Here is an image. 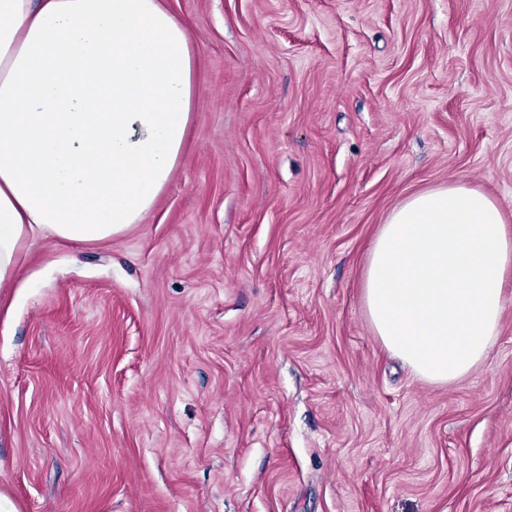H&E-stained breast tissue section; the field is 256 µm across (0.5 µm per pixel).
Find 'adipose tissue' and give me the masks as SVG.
<instances>
[{
	"label": "adipose tissue",
	"mask_w": 512,
	"mask_h": 512,
	"mask_svg": "<svg viewBox=\"0 0 512 512\" xmlns=\"http://www.w3.org/2000/svg\"><path fill=\"white\" fill-rule=\"evenodd\" d=\"M196 56L163 0H0V286L37 235L98 242L140 223L183 156ZM512 225L463 183L387 216L368 320L420 378L464 379L501 328Z\"/></svg>",
	"instance_id": "1"
}]
</instances>
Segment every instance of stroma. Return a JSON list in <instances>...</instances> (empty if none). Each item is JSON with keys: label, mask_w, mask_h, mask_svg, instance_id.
I'll return each instance as SVG.
<instances>
[{"label": "stroma", "mask_w": 512, "mask_h": 512, "mask_svg": "<svg viewBox=\"0 0 512 512\" xmlns=\"http://www.w3.org/2000/svg\"><path fill=\"white\" fill-rule=\"evenodd\" d=\"M201 61L184 157L112 239L0 288L18 512H512V290L454 384L392 357L371 244L457 180L512 225V0H167Z\"/></svg>", "instance_id": "stroma-1"}]
</instances>
